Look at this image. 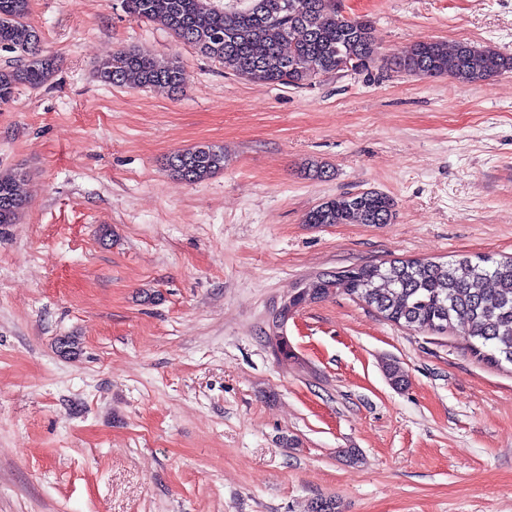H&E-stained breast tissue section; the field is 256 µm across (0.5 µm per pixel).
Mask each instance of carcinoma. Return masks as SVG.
Here are the masks:
<instances>
[{
    "label": "carcinoma",
    "mask_w": 512,
    "mask_h": 512,
    "mask_svg": "<svg viewBox=\"0 0 512 512\" xmlns=\"http://www.w3.org/2000/svg\"><path fill=\"white\" fill-rule=\"evenodd\" d=\"M136 20L159 23L179 41L224 64V69L265 84L302 86L319 76L344 70L348 62H379L424 77L446 75L460 83L486 81L512 72V56L492 47L461 42L448 49L436 41H420L392 58L380 56L371 22L346 16L334 0H122ZM30 0H0V103L21 87L48 84L58 61L40 48L39 32L27 22ZM105 84L135 82L141 87L183 88L180 60L164 61L139 48L121 49L97 65ZM177 179L203 181L224 169V148L202 144L177 151L167 159ZM21 175L0 172V224H14L27 208L19 191ZM395 201L377 191L343 194L306 213V224H389ZM384 319L413 330L445 332L459 327L471 353L480 361L512 364V254L496 258L461 256L448 262L393 260L357 265L322 275L295 293V309L328 294L337 285Z\"/></svg>",
    "instance_id": "cac0c4a2"
}]
</instances>
